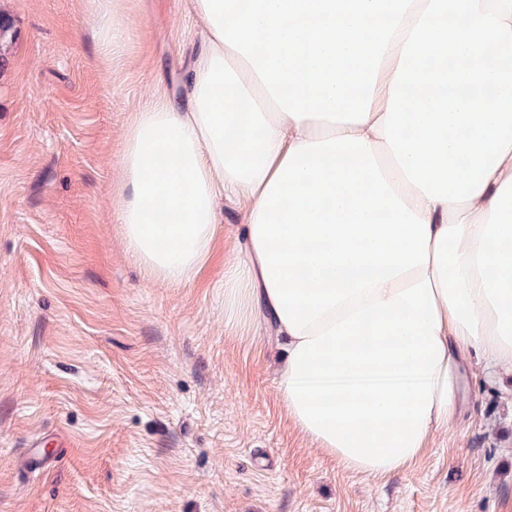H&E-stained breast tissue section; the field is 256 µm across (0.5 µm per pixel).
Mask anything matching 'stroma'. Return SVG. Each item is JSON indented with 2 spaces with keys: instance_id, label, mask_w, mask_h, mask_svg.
<instances>
[{
  "instance_id": "stroma-1",
  "label": "stroma",
  "mask_w": 512,
  "mask_h": 512,
  "mask_svg": "<svg viewBox=\"0 0 512 512\" xmlns=\"http://www.w3.org/2000/svg\"><path fill=\"white\" fill-rule=\"evenodd\" d=\"M0 0V512H512V374L468 370L452 431L408 469L352 472L288 421L271 338L224 322L243 206L195 281L149 279L116 191L133 112L177 93L190 0ZM119 0H103L100 16H101V29L104 32V37L107 46L110 45L112 33V42L121 34L124 28V18L119 8ZM112 3V4H111Z\"/></svg>"
}]
</instances>
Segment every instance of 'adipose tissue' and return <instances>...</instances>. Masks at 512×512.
<instances>
[{"label": "adipose tissue", "mask_w": 512, "mask_h": 512, "mask_svg": "<svg viewBox=\"0 0 512 512\" xmlns=\"http://www.w3.org/2000/svg\"><path fill=\"white\" fill-rule=\"evenodd\" d=\"M182 98L133 113L118 215L193 281L245 208L227 324H264L288 420L366 476L414 464L512 370V0H193Z\"/></svg>", "instance_id": "1"}]
</instances>
